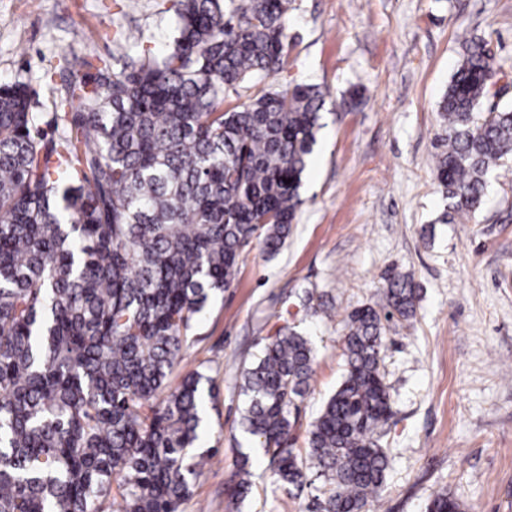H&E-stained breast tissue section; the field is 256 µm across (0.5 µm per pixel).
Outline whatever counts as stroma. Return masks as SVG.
Segmentation results:
<instances>
[{"label": "stroma", "instance_id": "35a3bbf8", "mask_svg": "<svg viewBox=\"0 0 512 512\" xmlns=\"http://www.w3.org/2000/svg\"><path fill=\"white\" fill-rule=\"evenodd\" d=\"M177 0H0V84L35 94L42 133L61 130L47 82L63 59L120 70L134 34L168 42ZM284 71L325 94L303 204L280 252L245 248L234 281L193 323L177 386L193 371L215 386L208 451L182 512H321L315 487L273 484L258 438L245 432L242 373L268 336L290 326L316 360L291 446L343 379L349 314L380 307L390 275H410L416 316L386 324L391 416L379 443L386 480L367 512H427L446 492L462 512H512V159L488 176L483 204L454 211L437 176L448 122L439 104L463 56L483 39L501 79L480 112L512 104V0H290ZM358 98H350L351 90ZM252 491L232 497L241 455Z\"/></svg>", "mask_w": 512, "mask_h": 512}]
</instances>
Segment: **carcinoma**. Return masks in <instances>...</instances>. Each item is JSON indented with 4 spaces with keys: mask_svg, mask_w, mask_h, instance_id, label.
Segmentation results:
<instances>
[{
    "mask_svg": "<svg viewBox=\"0 0 512 512\" xmlns=\"http://www.w3.org/2000/svg\"><path fill=\"white\" fill-rule=\"evenodd\" d=\"M288 0H178L161 53L91 74L63 59L46 83L64 125L46 139L23 82L0 85V512H180L204 456L194 371L168 389L194 319L233 281L245 247L285 244L321 128L324 94L266 79L285 69ZM497 71L465 41L441 110L438 178L477 208L512 154V106L475 118ZM256 87L224 108L226 93ZM290 183H285V180ZM418 288L388 280L386 304L349 315L344 380L288 449L313 374L309 340L280 327L244 371L243 424L263 439L273 482L327 486L324 512H365L388 458L374 438L391 415L384 323L415 316ZM234 495L252 490L243 459ZM429 512H460L446 493Z\"/></svg>",
    "mask_w": 512,
    "mask_h": 512,
    "instance_id": "obj_1",
    "label": "carcinoma"
}]
</instances>
